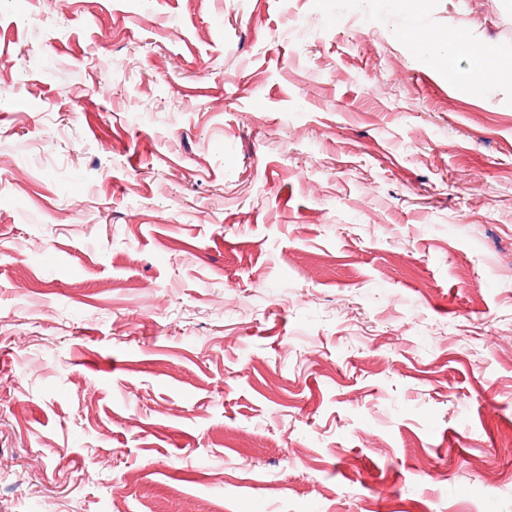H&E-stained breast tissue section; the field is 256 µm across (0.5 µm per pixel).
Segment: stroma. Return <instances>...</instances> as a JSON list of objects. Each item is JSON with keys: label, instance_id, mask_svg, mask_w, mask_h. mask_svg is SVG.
<instances>
[{"label": "stroma", "instance_id": "1", "mask_svg": "<svg viewBox=\"0 0 512 512\" xmlns=\"http://www.w3.org/2000/svg\"><path fill=\"white\" fill-rule=\"evenodd\" d=\"M411 26L512 54V0H0V512H512V83ZM402 38L424 59L449 74H456L454 62L458 58H467L470 70L463 81L471 95L479 96L487 85L512 77V56L499 54L493 43L472 38L464 28L448 29L442 34L408 30Z\"/></svg>", "mask_w": 512, "mask_h": 512}]
</instances>
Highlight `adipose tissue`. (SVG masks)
Wrapping results in <instances>:
<instances>
[{
	"label": "adipose tissue",
	"mask_w": 512,
	"mask_h": 512,
	"mask_svg": "<svg viewBox=\"0 0 512 512\" xmlns=\"http://www.w3.org/2000/svg\"><path fill=\"white\" fill-rule=\"evenodd\" d=\"M403 38L421 56L449 71L458 58H467L470 69L463 81L471 95H480L487 85L512 77V56L499 54L493 43L472 38L466 29L453 28L441 34L409 30Z\"/></svg>",
	"instance_id": "adipose-tissue-1"
}]
</instances>
